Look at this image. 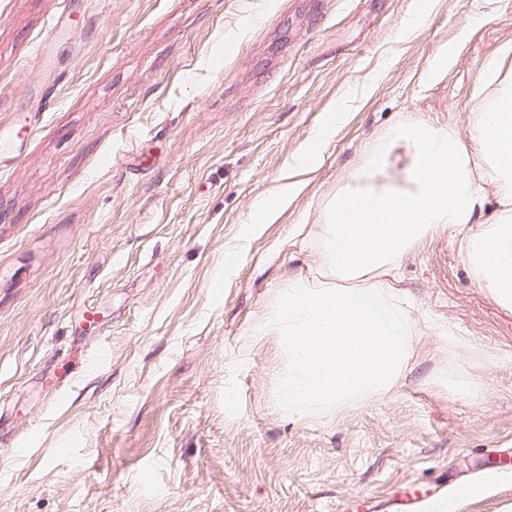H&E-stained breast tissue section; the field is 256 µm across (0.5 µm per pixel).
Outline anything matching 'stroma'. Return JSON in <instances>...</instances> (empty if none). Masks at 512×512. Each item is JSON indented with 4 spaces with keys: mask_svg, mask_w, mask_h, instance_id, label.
Listing matches in <instances>:
<instances>
[{
    "mask_svg": "<svg viewBox=\"0 0 512 512\" xmlns=\"http://www.w3.org/2000/svg\"><path fill=\"white\" fill-rule=\"evenodd\" d=\"M506 42L512 0H0V512H512V313L446 228L391 394L293 421L251 333L369 141L466 136ZM343 110H338L332 113L325 121L324 125L316 132L314 136V144L309 148L306 159L308 163L316 160L319 154L320 147L329 140L336 130V125L341 122L343 118ZM294 185L291 183H284L280 185L273 198L261 201L257 206V223L265 224L268 219L274 216L276 210L288 202V198L294 192Z\"/></svg>",
    "mask_w": 512,
    "mask_h": 512,
    "instance_id": "1",
    "label": "stroma"
}]
</instances>
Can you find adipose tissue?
<instances>
[{
    "instance_id": "obj_1",
    "label": "adipose tissue",
    "mask_w": 512,
    "mask_h": 512,
    "mask_svg": "<svg viewBox=\"0 0 512 512\" xmlns=\"http://www.w3.org/2000/svg\"><path fill=\"white\" fill-rule=\"evenodd\" d=\"M473 99L466 138L409 122L366 146L314 226L311 276L289 280L255 324L254 335L277 337L282 349L276 405L289 416L329 415L395 389L413 355L401 264L437 227L459 231L491 209L459 249L512 309V43L481 65Z\"/></svg>"
}]
</instances>
